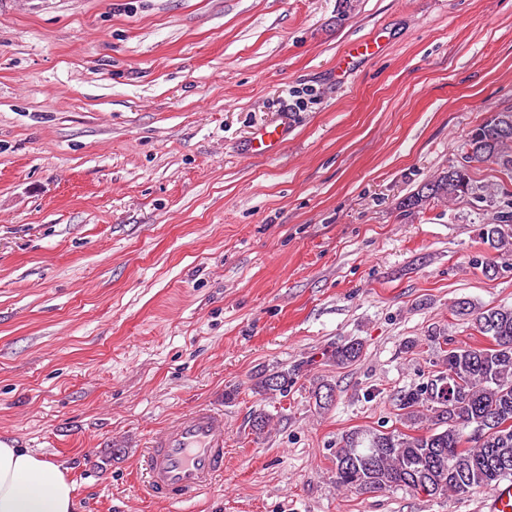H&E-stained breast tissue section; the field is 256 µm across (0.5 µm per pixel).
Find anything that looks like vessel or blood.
<instances>
[{"instance_id": "1", "label": "vessel or blood", "mask_w": 512, "mask_h": 512, "mask_svg": "<svg viewBox=\"0 0 512 512\" xmlns=\"http://www.w3.org/2000/svg\"><path fill=\"white\" fill-rule=\"evenodd\" d=\"M283 136L280 125L257 129L249 151L256 157L271 156L279 151ZM139 467L149 494L179 512L224 474L223 413L202 405L179 415L154 435ZM484 506L487 512H512V483L488 490Z\"/></svg>"}]
</instances>
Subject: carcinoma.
Here are the masks:
<instances>
[{
  "label": "carcinoma",
  "mask_w": 512,
  "mask_h": 512,
  "mask_svg": "<svg viewBox=\"0 0 512 512\" xmlns=\"http://www.w3.org/2000/svg\"><path fill=\"white\" fill-rule=\"evenodd\" d=\"M492 162L512 173V111L494 112L467 134L462 161L423 183L402 202L409 213L431 201H456L481 191L491 196L494 188L478 186L470 173L474 162ZM512 223V212L496 217L484 227L483 241L492 249L507 246L504 225ZM456 313L473 317L474 327L484 337H493L496 348L456 344L448 337H430L436 364L444 367L457 389L454 406L432 395L433 380L398 396L404 419L416 426L432 423L422 433L396 429L355 430L342 437L335 451L336 485L365 492L410 489L415 479L438 482V494L484 491L512 478V308L477 310L462 302ZM362 344L349 343L331 352L338 365L357 361ZM288 373H265L257 382L261 392L288 393Z\"/></svg>",
  "instance_id": "carcinoma-1"
}]
</instances>
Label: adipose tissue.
Here are the masks:
<instances>
[{
  "label": "adipose tissue",
  "instance_id": "obj_1",
  "mask_svg": "<svg viewBox=\"0 0 512 512\" xmlns=\"http://www.w3.org/2000/svg\"><path fill=\"white\" fill-rule=\"evenodd\" d=\"M74 490L62 465L0 442V512H75Z\"/></svg>",
  "mask_w": 512,
  "mask_h": 512
}]
</instances>
